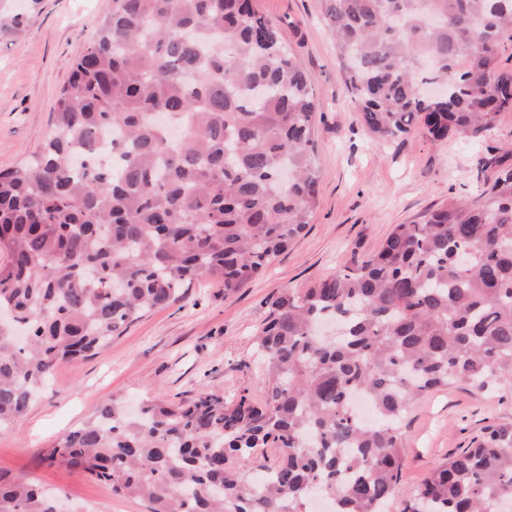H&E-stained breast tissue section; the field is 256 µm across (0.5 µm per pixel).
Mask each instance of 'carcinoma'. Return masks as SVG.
I'll list each match as a JSON object with an SVG mask.
<instances>
[{
    "label": "carcinoma",
    "mask_w": 512,
    "mask_h": 512,
    "mask_svg": "<svg viewBox=\"0 0 512 512\" xmlns=\"http://www.w3.org/2000/svg\"><path fill=\"white\" fill-rule=\"evenodd\" d=\"M368 131L484 139L512 110V0H323ZM23 12L0 13V37ZM467 58L460 65V58ZM308 73L251 0H112L55 102L50 138L0 170V426L55 369L89 357L201 277L231 295L262 275L316 203ZM180 136L173 138L170 130ZM260 400L201 392L130 414L110 400L48 458L150 512H387L404 467L401 420L433 389H512V167L473 199L395 224L301 295L270 301L255 338ZM369 394L372 424L352 406ZM273 448L272 456L266 449ZM261 458L258 481L236 465ZM512 425L490 424L423 479L403 512H501ZM0 512H54L0 480Z\"/></svg>",
    "instance_id": "carcinoma-1"
}]
</instances>
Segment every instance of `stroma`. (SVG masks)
<instances>
[{
	"mask_svg": "<svg viewBox=\"0 0 512 512\" xmlns=\"http://www.w3.org/2000/svg\"><path fill=\"white\" fill-rule=\"evenodd\" d=\"M254 5L279 26L313 81L316 207L265 276L230 297L211 280L193 283L184 301L147 313L97 354L59 366L23 415L0 428V475L35 483L73 512H147L141 500L113 496L89 474L46 457L103 402H178L200 392L230 400L245 388L262 397L265 378L251 354L274 295L284 288L303 295L351 254L375 251L393 225L447 199L476 197L481 161L512 165V111L500 113L479 143L432 141L417 130L387 142L371 137L338 70L322 0ZM111 9L112 0H40L21 33L0 39V169L22 166L44 142L57 90ZM493 423H512L511 390L456 382L419 400L403 423L405 461L389 512H401L437 463Z\"/></svg>",
	"mask_w": 512,
	"mask_h": 512,
	"instance_id": "1",
	"label": "stroma"
}]
</instances>
